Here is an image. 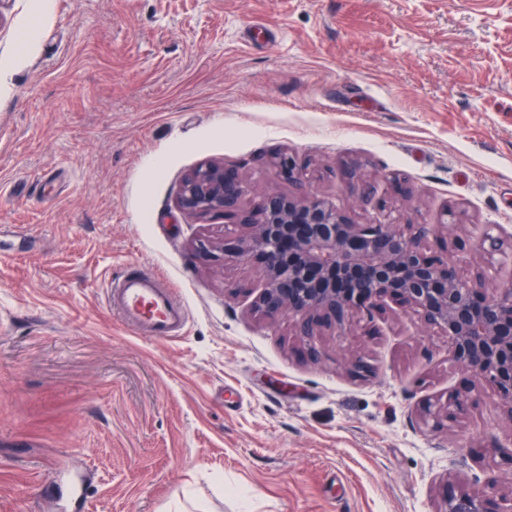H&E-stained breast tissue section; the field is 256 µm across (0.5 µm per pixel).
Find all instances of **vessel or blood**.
<instances>
[{
	"label": "vessel or blood",
	"instance_id": "vessel-or-blood-1",
	"mask_svg": "<svg viewBox=\"0 0 512 512\" xmlns=\"http://www.w3.org/2000/svg\"><path fill=\"white\" fill-rule=\"evenodd\" d=\"M107 303L136 335L156 340L177 338L189 321L187 306L171 287L136 266L113 277Z\"/></svg>",
	"mask_w": 512,
	"mask_h": 512
}]
</instances>
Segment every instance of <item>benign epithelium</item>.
I'll use <instances>...</instances> for the list:
<instances>
[{
	"label": "benign epithelium",
	"mask_w": 512,
	"mask_h": 512,
	"mask_svg": "<svg viewBox=\"0 0 512 512\" xmlns=\"http://www.w3.org/2000/svg\"><path fill=\"white\" fill-rule=\"evenodd\" d=\"M273 166L288 181L299 180L294 156L281 153ZM245 192L237 170L205 164L185 177L176 205L199 219L232 216L246 229L230 243L203 239L196 249L210 260L257 266L261 281L253 313L271 321L286 314L295 335L310 341L323 328H345L355 316L372 323L387 309L411 312L448 337L454 361L473 377L465 394L429 406L427 416L437 425L457 419L488 385L512 423V277L492 283L479 267L463 275L448 253L455 225L396 224L387 199L375 198L371 184L361 201L374 202L384 220L365 224L301 188L267 192L247 212ZM441 231L446 236L438 253L429 240ZM481 250L512 254V240L487 234ZM444 504L442 512H512V493H498L493 483L463 485Z\"/></svg>",
	"instance_id": "1"
}]
</instances>
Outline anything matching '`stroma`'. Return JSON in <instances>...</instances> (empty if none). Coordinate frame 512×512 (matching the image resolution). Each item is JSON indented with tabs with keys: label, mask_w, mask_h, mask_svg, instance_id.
Here are the masks:
<instances>
[{
	"label": "stroma",
	"mask_w": 512,
	"mask_h": 512,
	"mask_svg": "<svg viewBox=\"0 0 512 512\" xmlns=\"http://www.w3.org/2000/svg\"><path fill=\"white\" fill-rule=\"evenodd\" d=\"M35 0L0 5V512H442L447 485L512 492L491 392L411 313L323 329L318 359L250 309L255 266L201 259L240 226L176 199L207 163L255 209L303 186L365 223L455 224L461 270L512 236V0ZM301 164L300 184L271 166ZM356 167L357 178L346 175ZM402 182L411 196L398 195ZM188 306L134 334L105 301L127 264ZM365 365L354 372L347 357Z\"/></svg>",
	"instance_id": "1"
}]
</instances>
